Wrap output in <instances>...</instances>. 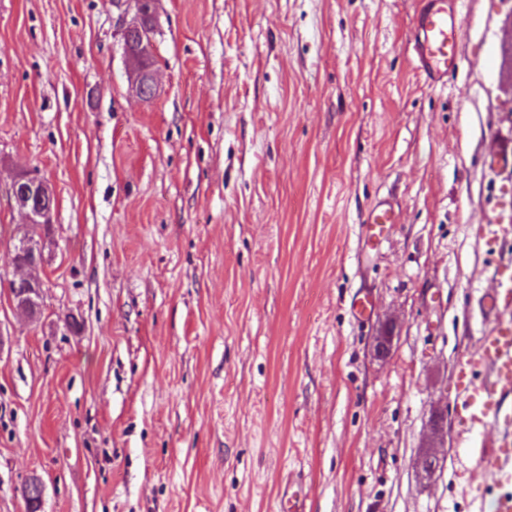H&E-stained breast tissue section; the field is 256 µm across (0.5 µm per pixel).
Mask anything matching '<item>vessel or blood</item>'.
Returning <instances> with one entry per match:
<instances>
[{
	"mask_svg": "<svg viewBox=\"0 0 512 512\" xmlns=\"http://www.w3.org/2000/svg\"><path fill=\"white\" fill-rule=\"evenodd\" d=\"M462 0H420L416 21V53L419 69L426 81L437 84L460 62L452 5ZM481 235L488 248L512 243V224H485ZM499 287L484 298L480 307L493 317V329L485 336L479 359L466 358L459 363V375L465 393L466 420L470 424L502 421L503 430L491 452L481 455L478 464L493 477L503 491L494 502V512H512V412L506 411V398H512V263L496 267ZM484 378H477L478 369Z\"/></svg>",
	"mask_w": 512,
	"mask_h": 512,
	"instance_id": "1",
	"label": "vessel or blood"
}]
</instances>
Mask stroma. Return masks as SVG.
Listing matches in <instances>:
<instances>
[{"instance_id":"1","label":"stroma","mask_w":512,"mask_h":512,"mask_svg":"<svg viewBox=\"0 0 512 512\" xmlns=\"http://www.w3.org/2000/svg\"><path fill=\"white\" fill-rule=\"evenodd\" d=\"M419 2L156 0L144 100L114 0H0V512L33 475L41 512H281L291 473L304 512H492L500 428L462 430L458 362L491 328L480 228L512 221V0H466L442 87ZM25 173L55 191L35 323L7 286ZM385 224H395V214L390 207L379 204L365 219L363 230L368 233L370 239L380 238L384 233ZM377 228L378 232H375Z\"/></svg>"}]
</instances>
